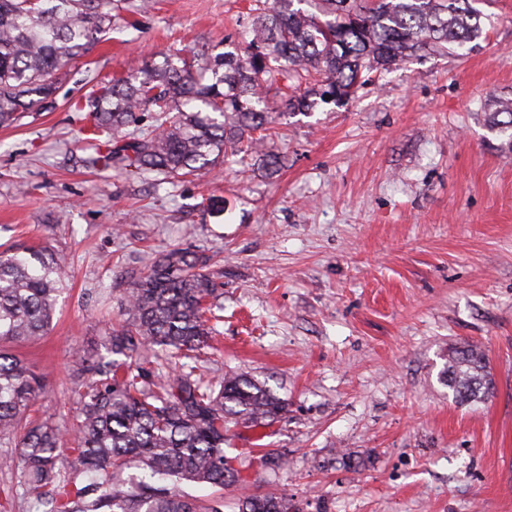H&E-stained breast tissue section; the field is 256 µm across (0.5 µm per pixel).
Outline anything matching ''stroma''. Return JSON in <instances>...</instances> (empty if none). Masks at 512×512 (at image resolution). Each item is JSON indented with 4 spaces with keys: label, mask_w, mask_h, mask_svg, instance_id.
<instances>
[{
    "label": "stroma",
    "mask_w": 512,
    "mask_h": 512,
    "mask_svg": "<svg viewBox=\"0 0 512 512\" xmlns=\"http://www.w3.org/2000/svg\"><path fill=\"white\" fill-rule=\"evenodd\" d=\"M73 67L56 107L0 128V251L44 246L71 278L47 336L11 346L75 413V349L100 345L163 252L209 255L220 320L196 373L248 372L288 401L264 427H230L242 495L287 494L298 512H512V155L487 128L512 97V0L464 56H426L344 106L277 117L275 175L240 163L169 180L86 166L94 76L167 50L241 42L256 0H146ZM481 344L494 391L458 404L440 372ZM279 461L265 465V454Z\"/></svg>",
    "instance_id": "stroma-1"
}]
</instances>
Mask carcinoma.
Here are the masks:
<instances>
[{"label": "carcinoma", "mask_w": 512, "mask_h": 512, "mask_svg": "<svg viewBox=\"0 0 512 512\" xmlns=\"http://www.w3.org/2000/svg\"><path fill=\"white\" fill-rule=\"evenodd\" d=\"M476 0H270L248 21L250 39L215 55L170 50L125 77L96 83L74 101L88 113L87 162L136 174L192 175L230 156H257L274 174L281 158L255 136L283 113L315 101L344 104L370 80L426 55L455 54L486 34ZM114 0H0V127L55 107L72 63L112 30ZM146 118L152 124L142 129ZM487 123L512 153V99L492 101ZM106 133L110 139L102 142ZM67 283L63 258L45 248L0 252V439L14 451L0 470L15 477L27 512H223L224 487L241 481L224 451L227 424L280 418L288 402L244 373L215 381L191 363L210 347L209 301L219 283L204 255L173 248L129 289L123 319L100 349L76 352L72 422L30 420L40 378L1 345L34 342L52 324ZM153 351L168 376L137 363ZM445 379L461 404L494 384L478 344L452 348ZM186 483L217 495L189 498ZM239 512H294L286 495L249 494Z\"/></svg>", "instance_id": "cac0c4a2"}]
</instances>
